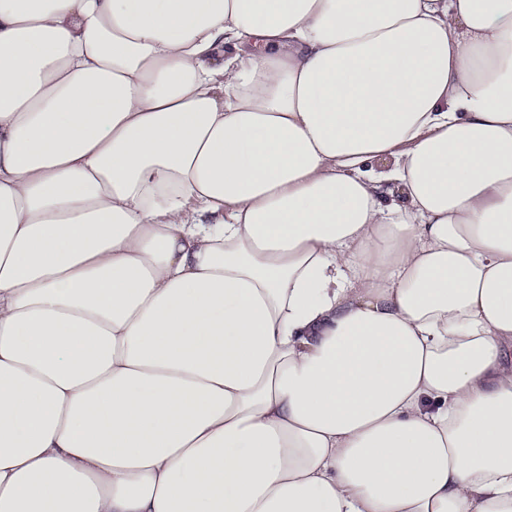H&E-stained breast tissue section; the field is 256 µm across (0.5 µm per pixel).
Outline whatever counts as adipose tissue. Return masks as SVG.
<instances>
[{"label":"adipose tissue","instance_id":"1","mask_svg":"<svg viewBox=\"0 0 512 512\" xmlns=\"http://www.w3.org/2000/svg\"><path fill=\"white\" fill-rule=\"evenodd\" d=\"M0 512H512V0H0Z\"/></svg>","mask_w":512,"mask_h":512}]
</instances>
